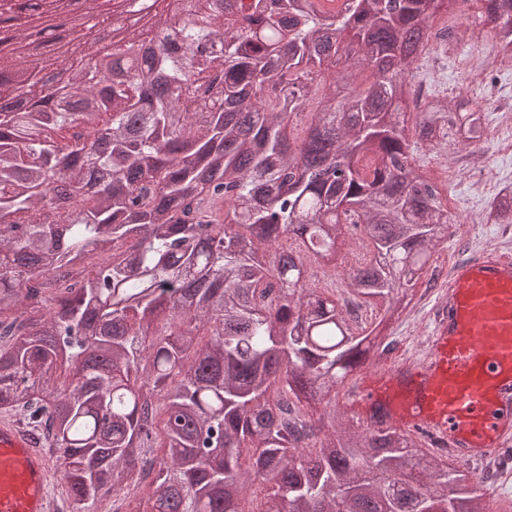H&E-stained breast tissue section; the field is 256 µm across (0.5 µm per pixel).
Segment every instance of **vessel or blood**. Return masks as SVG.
<instances>
[{"instance_id":"1","label":"vessel or blood","mask_w":512,"mask_h":512,"mask_svg":"<svg viewBox=\"0 0 512 512\" xmlns=\"http://www.w3.org/2000/svg\"><path fill=\"white\" fill-rule=\"evenodd\" d=\"M421 353L361 376L352 405L456 460L512 449V256L494 248L453 263ZM43 450L0 418V512H49Z\"/></svg>"}]
</instances>
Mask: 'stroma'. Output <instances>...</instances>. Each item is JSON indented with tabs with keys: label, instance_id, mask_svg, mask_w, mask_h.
<instances>
[{
	"label": "stroma",
	"instance_id": "35a3bbf8",
	"mask_svg": "<svg viewBox=\"0 0 512 512\" xmlns=\"http://www.w3.org/2000/svg\"><path fill=\"white\" fill-rule=\"evenodd\" d=\"M483 12L482 0L458 5L452 13L458 20L457 35L447 53L428 46L414 72L418 82L436 74L435 89L448 100L465 98L482 105L486 121L482 141L469 148L452 139L438 151L415 145L409 149L411 165L430 172L454 222L434 256L435 284L417 282L411 305L387 330L393 361L423 343L426 313L453 262L486 246L512 252V224H497L488 216L493 199L512 189V57L500 53L498 37L486 27ZM477 54L487 68L482 76L472 77L466 67Z\"/></svg>",
	"mask_w": 512,
	"mask_h": 512
}]
</instances>
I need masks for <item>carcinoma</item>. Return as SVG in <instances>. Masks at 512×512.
I'll return each mask as SVG.
<instances>
[{
	"label": "carcinoma",
	"instance_id": "carcinoma-1",
	"mask_svg": "<svg viewBox=\"0 0 512 512\" xmlns=\"http://www.w3.org/2000/svg\"><path fill=\"white\" fill-rule=\"evenodd\" d=\"M325 2L182 0L137 64L119 41L112 74L63 61L0 104V411L59 451L76 512L132 484L150 512H242L257 482L262 512H487L470 473L332 397L388 352L451 224L409 134L475 144L484 112L411 90L438 0ZM483 2L512 53V0ZM75 5L96 15L0 0V30ZM491 217L512 224V192ZM355 230L344 286L369 324L311 287Z\"/></svg>",
	"mask_w": 512,
	"mask_h": 512
}]
</instances>
